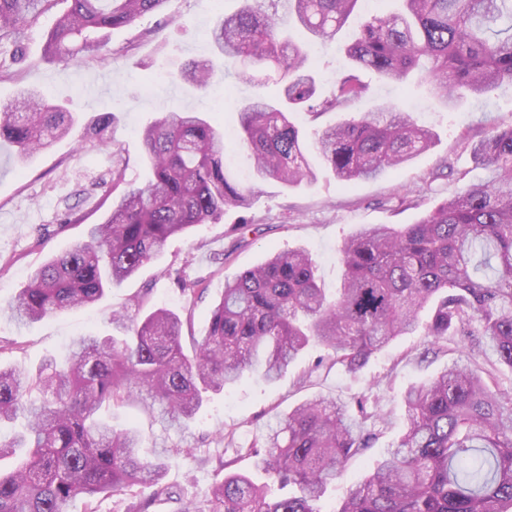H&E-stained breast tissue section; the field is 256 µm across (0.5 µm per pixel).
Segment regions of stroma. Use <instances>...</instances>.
I'll list each match as a JSON object with an SVG mask.
<instances>
[{"label":"stroma","mask_w":512,"mask_h":512,"mask_svg":"<svg viewBox=\"0 0 512 512\" xmlns=\"http://www.w3.org/2000/svg\"><path fill=\"white\" fill-rule=\"evenodd\" d=\"M239 5L240 0H170L165 11L113 30L107 58L88 53L66 65L46 54L47 34L69 7L68 0H56L50 11L22 28L18 45L0 44V63H10L13 71L12 77L0 78V108L34 90L76 118L68 136L24 161L15 147L0 141L1 303L24 286L32 270L82 240L88 225L102 221L112 203L113 150H120L127 162V182H145L149 168L138 134L142 126L178 108L207 110L225 128L235 126L238 104L254 96L255 87L219 74L197 89L179 81L178 74L210 54L209 33L218 12L230 13ZM362 77L372 94L356 104V111L402 106L435 133L430 151L378 180L342 185L323 168L316 182L297 188L265 182L253 197L249 232H237L239 213L231 209L217 222L172 238L160 258L94 304L47 315L26 327L0 312V364L35 370L46 361L63 360L72 341L86 333L120 335L111 318L121 310L138 321L168 308L186 317L183 336H202L225 282L274 251H308L324 288L335 292L342 275L339 249L353 232L370 224L414 223L466 185L484 179L470 145L490 126L512 125V87L497 88L447 112L431 99L420 77L401 85L370 71ZM107 111L114 114L107 129L114 144L110 150L92 132ZM73 209L82 220L70 224L66 217ZM184 279L202 281L205 292L194 298L183 295ZM428 345L420 333L399 337L351 375L322 364L325 351L312 344L276 382L245 374L233 387L210 394L194 419L182 425L162 419L137 396L121 407H103L101 414L114 427H136L144 454L172 451L165 477L171 494L157 499L151 512H179L185 500L206 502L219 461L231 458L235 470H252V459L234 458L233 451L261 442L274 414L315 395L352 407L364 404L377 416L376 438L330 485L320 508L333 512L400 436L405 426L402 392L441 371L465 342L449 338L438 355L429 357L424 354Z\"/></svg>","instance_id":"stroma-1"}]
</instances>
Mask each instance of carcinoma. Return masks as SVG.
<instances>
[{"instance_id":"cac0c4a2","label":"carcinoma","mask_w":512,"mask_h":512,"mask_svg":"<svg viewBox=\"0 0 512 512\" xmlns=\"http://www.w3.org/2000/svg\"><path fill=\"white\" fill-rule=\"evenodd\" d=\"M55 2L0 0V41L17 37ZM168 2L71 0L48 33L46 54L65 63L85 52L105 57L111 30ZM241 2L235 13L218 14L212 57L180 79L207 86L220 58L244 82L275 85L273 95L238 109L237 136L259 181L314 182L311 151L341 182L377 179L432 147L434 133L396 106L344 118L307 142L292 114L317 119L351 111L370 93L363 70L394 83L421 70L446 111L464 97L512 86V0H401L398 13L372 15L353 34L344 47L349 65L326 96L318 95L309 50L292 39L286 20L312 42H332L361 0ZM72 126L69 113L31 92L0 109V139L16 145L22 159ZM140 136L151 180L127 183L126 163L113 152L110 210L89 227L87 240L31 273L6 304L14 321L92 304L158 258L172 237L250 207L253 189L227 172L224 129L205 112H165ZM471 153L486 181L413 224H371L344 242V275L332 300L310 254L288 249L224 284L190 355L181 316L158 308L136 325L112 315L125 335L79 337L64 366L49 362L34 373L0 367V423L28 416L26 431L0 442V461L23 453L11 469H0V512H66L78 495L87 498L85 512H96L95 497L111 492L131 493L130 512H150L170 495L163 482L169 455L143 456L136 429L98 418L103 404L121 406L137 389L162 415L188 421L205 394L247 372L273 382L313 341L329 351L332 365L355 374L419 328L434 347L463 336L472 357L488 347L496 360L488 369L455 363L407 388L402 434L335 512H512V391L498 381L501 368L512 371V126L491 128ZM371 418L362 405L355 414L320 395L276 416L260 447L236 452L288 493L271 495L270 484L229 470V459L215 469L209 512H321L318 503L347 461L370 447Z\"/></svg>"}]
</instances>
